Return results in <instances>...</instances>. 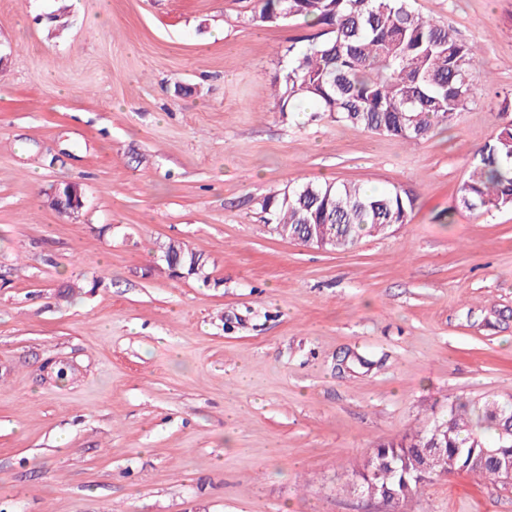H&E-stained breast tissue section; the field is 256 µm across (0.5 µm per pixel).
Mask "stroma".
<instances>
[{
  "label": "stroma",
  "mask_w": 512,
  "mask_h": 512,
  "mask_svg": "<svg viewBox=\"0 0 512 512\" xmlns=\"http://www.w3.org/2000/svg\"><path fill=\"white\" fill-rule=\"evenodd\" d=\"M412 5L479 49L417 145L280 111L308 29L253 0H0V512H379L344 488L375 445L512 401V209L458 199L512 120V0ZM307 182L398 187L411 220L280 238L262 200ZM405 510L512 512V485L437 476ZM52 194L55 200V210L61 214H72L83 205L81 191L76 185L67 183L64 188L58 185ZM64 199L69 201L68 206L61 204Z\"/></svg>",
  "instance_id": "stroma-1"
}]
</instances>
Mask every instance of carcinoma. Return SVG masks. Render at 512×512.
Wrapping results in <instances>:
<instances>
[{
	"instance_id": "cac0c4a2",
	"label": "carcinoma",
	"mask_w": 512,
	"mask_h": 512,
	"mask_svg": "<svg viewBox=\"0 0 512 512\" xmlns=\"http://www.w3.org/2000/svg\"><path fill=\"white\" fill-rule=\"evenodd\" d=\"M254 19L278 23L303 19L319 27L288 49V70L278 84L280 111L295 112L303 103L336 121L405 143L428 139L463 110L474 88V48L455 30L425 18L411 0H254ZM469 211L512 209V123L479 150V160L458 189ZM414 199L395 187L368 192L356 184L306 183L271 194L262 209L279 237L304 241L307 233L328 235V247L346 250L364 234L407 224ZM512 420V404L489 401L478 408L452 406L399 441L377 445L378 472L352 471L349 492L366 480L409 500L426 480L414 472L400 477L418 445L447 451L445 473L472 470L486 448H511L501 432ZM476 474L503 480L498 461L486 459Z\"/></svg>"
}]
</instances>
